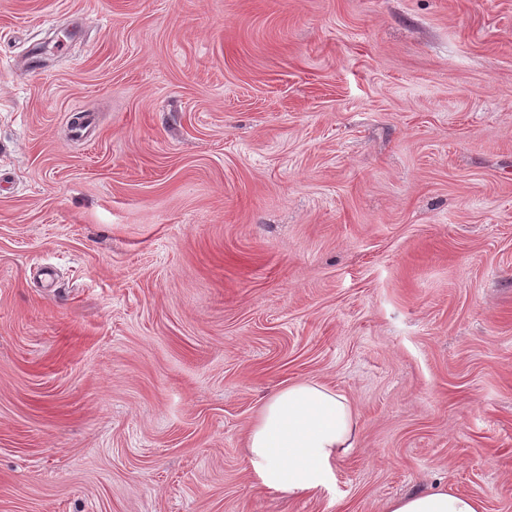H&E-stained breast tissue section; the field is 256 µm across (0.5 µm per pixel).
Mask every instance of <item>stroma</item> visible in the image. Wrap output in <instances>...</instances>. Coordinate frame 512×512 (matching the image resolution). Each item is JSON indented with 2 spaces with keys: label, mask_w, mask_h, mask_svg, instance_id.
Returning a JSON list of instances; mask_svg holds the SVG:
<instances>
[{
  "label": "stroma",
  "mask_w": 512,
  "mask_h": 512,
  "mask_svg": "<svg viewBox=\"0 0 512 512\" xmlns=\"http://www.w3.org/2000/svg\"><path fill=\"white\" fill-rule=\"evenodd\" d=\"M302 380L359 433L291 498ZM442 486L512 512V0H0V512ZM357 427L345 396L316 381L295 382L261 403L247 437L249 464L266 489L316 492L332 463L354 447Z\"/></svg>",
  "instance_id": "obj_1"
}]
</instances>
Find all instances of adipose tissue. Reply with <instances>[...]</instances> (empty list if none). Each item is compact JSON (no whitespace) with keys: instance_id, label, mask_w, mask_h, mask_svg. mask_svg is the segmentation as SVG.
<instances>
[{"instance_id":"adipose-tissue-1","label":"adipose tissue","mask_w":512,"mask_h":512,"mask_svg":"<svg viewBox=\"0 0 512 512\" xmlns=\"http://www.w3.org/2000/svg\"><path fill=\"white\" fill-rule=\"evenodd\" d=\"M358 417L348 399L316 381L281 388L260 405L247 437L260 485L291 496L324 487L332 464L354 446ZM386 512H483L476 498L452 489L390 500Z\"/></svg>"}]
</instances>
